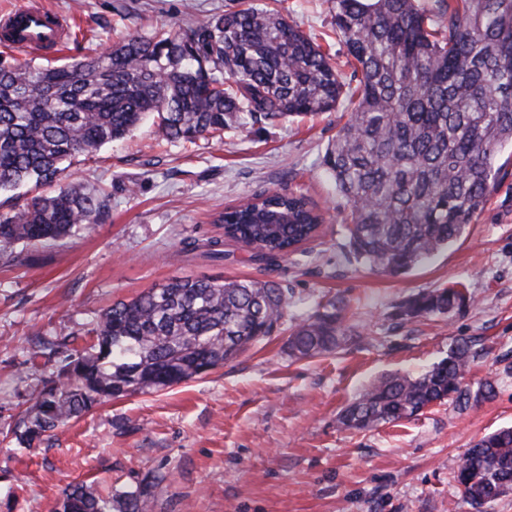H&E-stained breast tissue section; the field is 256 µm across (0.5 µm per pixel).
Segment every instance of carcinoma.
<instances>
[{
    "mask_svg": "<svg viewBox=\"0 0 512 512\" xmlns=\"http://www.w3.org/2000/svg\"><path fill=\"white\" fill-rule=\"evenodd\" d=\"M336 36L353 68L274 9L248 4L186 28L124 37L103 53L57 66L0 57V192L28 183L26 206L0 214V256L101 222L109 195L73 185L39 188L63 164L125 136L149 114L157 133L193 143L241 125L345 105L348 119L324 164L349 206L350 251L370 268L405 273L458 241L495 189L499 149L512 143V0H455L427 14L416 0H330ZM224 238L274 266L312 239L323 217L299 194H262L224 211ZM459 288L419 293L414 317L466 306ZM273 281L172 278L103 311L92 344L66 351L58 380L34 396L14 429L31 448L105 400L157 392L208 373L273 333L288 313ZM346 309L291 327L298 358L340 346ZM469 341L418 375L390 374L340 414L348 430L398 426L446 401H489L493 382L463 385ZM454 481L475 509L512 491V427L467 450ZM141 512V495L113 502L84 484L64 491L62 512Z\"/></svg>",
    "mask_w": 512,
    "mask_h": 512,
    "instance_id": "obj_1",
    "label": "carcinoma"
}]
</instances>
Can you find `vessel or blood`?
I'll return each mask as SVG.
<instances>
[{
	"instance_id": "1",
	"label": "vessel or blood",
	"mask_w": 512,
	"mask_h": 512,
	"mask_svg": "<svg viewBox=\"0 0 512 512\" xmlns=\"http://www.w3.org/2000/svg\"><path fill=\"white\" fill-rule=\"evenodd\" d=\"M67 24L56 11L24 8L0 18V46L50 53L62 46Z\"/></svg>"
}]
</instances>
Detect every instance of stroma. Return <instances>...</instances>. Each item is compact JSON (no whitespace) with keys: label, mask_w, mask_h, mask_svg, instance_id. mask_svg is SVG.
<instances>
[{"label":"stroma","mask_w":512,"mask_h":512,"mask_svg":"<svg viewBox=\"0 0 512 512\" xmlns=\"http://www.w3.org/2000/svg\"><path fill=\"white\" fill-rule=\"evenodd\" d=\"M68 20L60 55L99 52L132 33L185 27L247 0H0V16L32 2ZM350 76L328 0H266ZM344 109L263 126L228 128L196 143L162 142L148 117L124 139L71 160L61 186L104 185L103 223L0 263V512H58L65 488L105 497L136 492L144 512H473L452 480L479 438L512 425V148L498 184L459 241L407 273L358 263L345 200L323 164ZM304 194L324 215L318 236L279 265L254 261L224 237V209L263 191ZM224 243L225 257L200 251ZM181 276L275 280L295 323L347 307L338 350L299 359L279 331L223 367L158 393L98 406L34 448L10 430L36 388L55 379L61 344L83 335L112 303ZM461 284L462 312L402 317L411 296ZM473 344L470 389L494 382V400L426 410L399 426L339 428L337 414L368 384L419 374L457 341Z\"/></svg>","instance_id":"1"}]
</instances>
